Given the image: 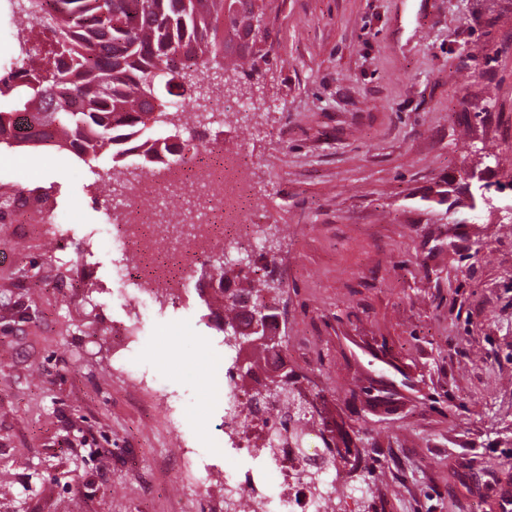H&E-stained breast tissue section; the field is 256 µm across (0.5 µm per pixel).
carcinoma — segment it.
I'll use <instances>...</instances> for the list:
<instances>
[{"label":"carcinoma","instance_id":"carcinoma-1","mask_svg":"<svg viewBox=\"0 0 512 512\" xmlns=\"http://www.w3.org/2000/svg\"><path fill=\"white\" fill-rule=\"evenodd\" d=\"M11 16L38 20L47 49H20L0 69V145L73 154L85 163L136 155L145 167L171 154L177 102L196 103L210 63L224 58L255 0H7ZM30 189L0 190V223ZM242 292L266 301L275 281ZM306 482L326 503L338 488L318 471Z\"/></svg>","mask_w":512,"mask_h":512}]
</instances>
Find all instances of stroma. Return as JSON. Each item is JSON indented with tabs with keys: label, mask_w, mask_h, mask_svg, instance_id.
<instances>
[{
	"label": "stroma",
	"mask_w": 512,
	"mask_h": 512,
	"mask_svg": "<svg viewBox=\"0 0 512 512\" xmlns=\"http://www.w3.org/2000/svg\"><path fill=\"white\" fill-rule=\"evenodd\" d=\"M265 33L239 111L183 139L252 156L249 252L274 260L289 369L315 379L366 495L341 512H512V0H257ZM85 164L0 146V183L36 190L0 223V482L23 512H181L182 451L224 473V331L198 289L118 277L103 182ZM79 216L74 239L51 233ZM145 307L140 344L112 331ZM182 408L165 421L168 401Z\"/></svg>",
	"instance_id": "stroma-1"
}]
</instances>
